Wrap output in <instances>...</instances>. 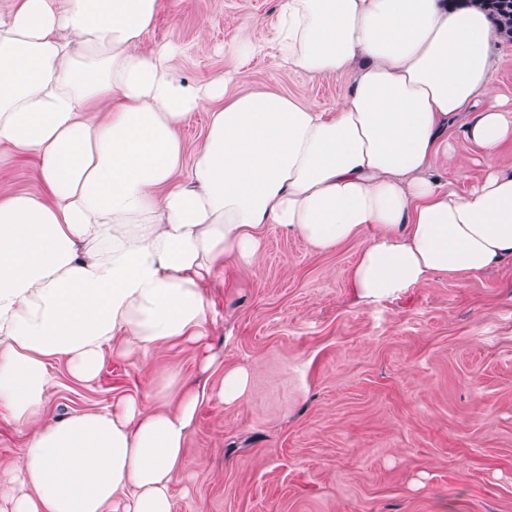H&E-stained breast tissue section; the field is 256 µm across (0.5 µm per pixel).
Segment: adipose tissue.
Instances as JSON below:
<instances>
[{"mask_svg":"<svg viewBox=\"0 0 512 512\" xmlns=\"http://www.w3.org/2000/svg\"><path fill=\"white\" fill-rule=\"evenodd\" d=\"M159 9L0 0V162L34 157L43 185L0 184V417L31 431L0 466V512H173L204 388L174 373L154 402L46 422L49 367L88 383L105 349L204 342L209 285L255 265L269 225L318 252L359 240L349 279L368 306L512 259V171L489 163L461 194L434 168L458 118L489 160L512 141L499 30L474 0H281L289 67L352 78L328 110L189 83L181 47L146 44ZM498 67L493 74V83L498 92L512 98V41L501 38L496 45Z\"/></svg>","mask_w":512,"mask_h":512,"instance_id":"adipose-tissue-1","label":"adipose tissue"}]
</instances>
